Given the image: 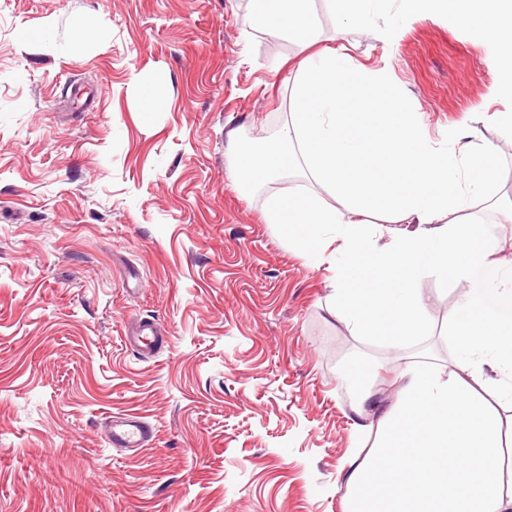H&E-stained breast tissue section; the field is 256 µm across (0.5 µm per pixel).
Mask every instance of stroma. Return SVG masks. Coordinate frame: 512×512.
Wrapping results in <instances>:
<instances>
[{
	"mask_svg": "<svg viewBox=\"0 0 512 512\" xmlns=\"http://www.w3.org/2000/svg\"><path fill=\"white\" fill-rule=\"evenodd\" d=\"M320 47L387 67L433 139L492 142L512 197V105L483 42L419 19L392 44L312 0ZM299 48L253 0H0V512H343L352 405L444 364L468 281L419 271L425 336L331 313L326 268L264 219L300 169L232 174L292 121ZM160 343H125L138 321ZM134 413L150 445L107 444Z\"/></svg>",
	"mask_w": 512,
	"mask_h": 512,
	"instance_id": "obj_1",
	"label": "stroma"
}]
</instances>
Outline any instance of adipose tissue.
<instances>
[{
    "label": "adipose tissue",
    "mask_w": 512,
    "mask_h": 512,
    "mask_svg": "<svg viewBox=\"0 0 512 512\" xmlns=\"http://www.w3.org/2000/svg\"><path fill=\"white\" fill-rule=\"evenodd\" d=\"M340 24L377 30L393 42L413 19L452 21L486 43L492 65H512V0H338ZM263 23L295 34L292 68L295 112L278 143L236 167L247 183L282 172L302 158L322 193L270 198L268 223L290 245L309 248L330 238L334 251H311L313 266L372 268L381 284L334 280L333 312L360 335L404 343L427 324L412 275L424 267L469 281L457 309V352L445 365L409 367L398 381L402 397L385 410L378 435L399 421L401 437L349 459L337 479L346 512H512V492L500 481L502 424L494 407L512 406V289L499 279L495 245L479 225L453 224L488 196L490 178H463L460 160L471 147L456 134L434 144L420 113L394 90L389 69L355 65L343 49L311 53L319 32L310 0H258ZM375 155L379 168L349 167L351 157ZM408 224L383 246L367 244L369 214Z\"/></svg>",
    "instance_id": "adipose-tissue-1"
}]
</instances>
